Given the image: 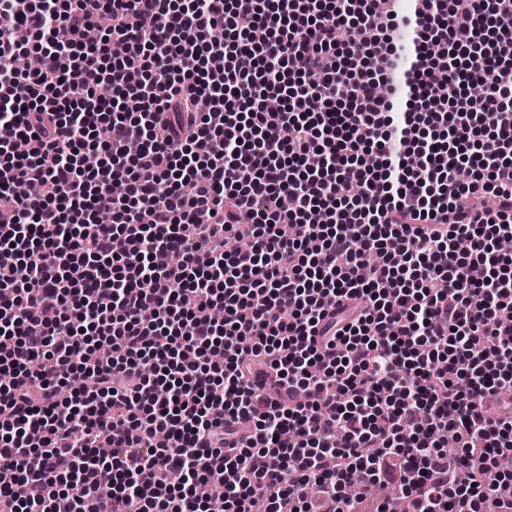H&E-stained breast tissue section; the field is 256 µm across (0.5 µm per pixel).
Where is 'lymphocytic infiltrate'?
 <instances>
[{"instance_id": "1", "label": "lymphocytic infiltrate", "mask_w": 512, "mask_h": 512, "mask_svg": "<svg viewBox=\"0 0 512 512\" xmlns=\"http://www.w3.org/2000/svg\"><path fill=\"white\" fill-rule=\"evenodd\" d=\"M3 198L0 512H512V0H0Z\"/></svg>"}]
</instances>
